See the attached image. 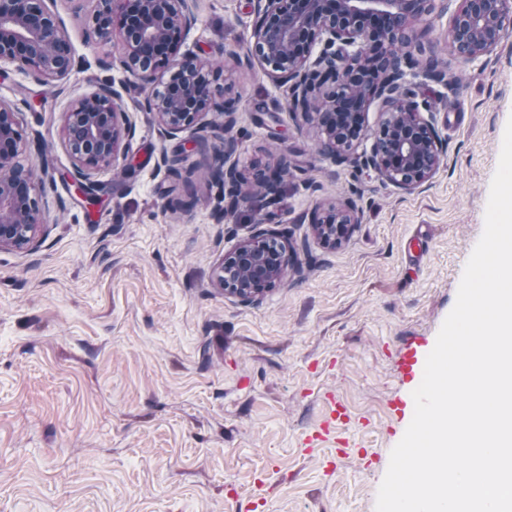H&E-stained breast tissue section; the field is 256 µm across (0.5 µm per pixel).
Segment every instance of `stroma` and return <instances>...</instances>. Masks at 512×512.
I'll return each instance as SVG.
<instances>
[{
  "mask_svg": "<svg viewBox=\"0 0 512 512\" xmlns=\"http://www.w3.org/2000/svg\"><path fill=\"white\" fill-rule=\"evenodd\" d=\"M457 5L413 26L421 63L436 60L452 83L410 79L446 153L408 192L320 154L284 88L244 63L254 0H197L181 50L208 61L216 98H238L236 123L212 113L172 137L148 90L97 44L90 0H54L74 50L68 77L49 86L0 63V100L21 114L19 161L46 212L36 247L0 249V512H375L407 428L390 409L410 390L396 356L435 343L455 304L512 117V34L459 63ZM104 83L134 126L136 169L100 172L90 199L70 184L63 115ZM228 138L248 193L259 170L287 162L275 204L249 193L227 209L209 172ZM202 139L208 150L195 149ZM329 201L360 217L335 248L304 221ZM271 224L287 227L297 268L260 301L225 296L216 266ZM331 393L349 421L302 447Z\"/></svg>",
  "mask_w": 512,
  "mask_h": 512,
  "instance_id": "stroma-1",
  "label": "stroma"
}]
</instances>
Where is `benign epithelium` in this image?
<instances>
[{"label":"benign epithelium","mask_w":512,"mask_h":512,"mask_svg":"<svg viewBox=\"0 0 512 512\" xmlns=\"http://www.w3.org/2000/svg\"><path fill=\"white\" fill-rule=\"evenodd\" d=\"M53 0H0V62L30 72L45 84L64 80L74 66L72 44L50 7ZM89 22L103 43L119 41L124 72L152 90L147 108L160 130L174 136L203 123L212 112L235 122L236 101H216L207 61L181 52L182 36L195 21V0H93ZM254 41L245 55L257 60L276 84L289 85V110L301 125L315 126L321 153L338 163L353 159L366 107L382 105L383 119L359 161L379 178L410 191L435 174L444 155L435 119L419 111L407 83L413 54L411 21L433 12V0H256ZM512 31V0H461L448 28V50L462 62L493 52ZM376 43L385 58L356 48ZM323 44L313 55L317 44ZM73 158L72 183L92 190L93 177L113 166L133 127L120 94L103 84L75 98L64 115ZM19 113L0 103V249L34 243L43 227L41 198L30 171L19 164L23 150ZM225 197L242 199L241 176L232 165L218 166ZM286 163L265 171V199L280 194ZM310 224L316 236L335 247L350 238L358 216L351 206L315 208ZM295 254L286 231L261 229L243 239L215 269L224 295L241 302L262 299L288 273Z\"/></svg>","instance_id":"benign-epithelium-1"}]
</instances>
